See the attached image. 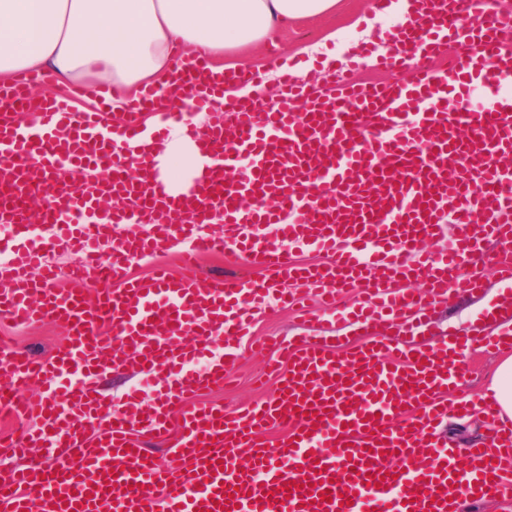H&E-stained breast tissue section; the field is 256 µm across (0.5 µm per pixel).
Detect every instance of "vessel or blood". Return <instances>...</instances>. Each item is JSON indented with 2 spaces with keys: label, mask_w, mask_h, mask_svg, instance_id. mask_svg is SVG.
<instances>
[{
  "label": "vessel or blood",
  "mask_w": 512,
  "mask_h": 512,
  "mask_svg": "<svg viewBox=\"0 0 512 512\" xmlns=\"http://www.w3.org/2000/svg\"><path fill=\"white\" fill-rule=\"evenodd\" d=\"M423 2L418 25L378 61L386 70L410 67L407 79L342 78L316 95L287 71L273 100L247 103L224 87L255 82L256 72L217 76L200 66L183 81L186 105H163L147 91L114 138L102 132V109L75 112L70 95L43 98L38 131L21 132L17 112L28 106L34 78L17 80L9 109H0V225L16 244V285L0 290V317L21 325L48 318L67 338L47 360L0 348V410L40 421L13 448L35 445L44 454L0 480V512H448L452 485L512 503V450L476 443L461 453L437 438L449 411L475 408L498 424L499 437L512 438L492 396L449 398L459 372L438 358L457 339L400 349L392 342L405 317L426 315L425 296L480 288L458 271L487 240L512 252V224L497 218L512 210V94L499 83L512 73V42L501 37L499 13L466 27L467 0ZM443 51L447 65L428 67ZM477 84L487 94L472 105ZM452 94L464 101L453 111ZM187 108L209 116L204 127L183 123L206 162L188 194L170 196L149 179L155 158L140 140L145 130L159 135L169 121L183 122ZM66 165L109 177L92 190L56 181ZM38 196L53 241L89 250L72 277L94 278V299L53 290L58 271L30 241ZM215 211L223 235H201ZM446 216L458 228L455 251L409 262ZM267 224L276 225V238L261 235ZM171 241L181 274L159 267L149 278H127L134 259ZM303 246L331 253V262L297 263L293 252ZM224 251L259 265L264 277L199 278L200 255ZM282 280L296 287L281 291L278 304L298 307L308 322L315 315L299 286L330 305L361 286L354 324L363 343L341 359L340 336L280 342L288 369L271 399L235 412L199 402L202 391L228 383L232 346L247 335L253 305ZM411 280L423 281L427 295L400 289ZM218 336L226 351L214 360ZM131 366L178 409L180 432L169 448L176 466L161 467L135 438L167 435V411L111 412L97 388L76 380ZM29 380L44 386L38 399L19 393ZM91 416L107 423L94 442L84 425ZM273 425L287 432L271 441Z\"/></svg>",
  "instance_id": "vessel-or-blood-1"
}]
</instances>
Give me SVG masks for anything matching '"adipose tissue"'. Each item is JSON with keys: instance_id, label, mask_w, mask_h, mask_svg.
<instances>
[{"instance_id": "ef3b65f1", "label": "adipose tissue", "mask_w": 512, "mask_h": 512, "mask_svg": "<svg viewBox=\"0 0 512 512\" xmlns=\"http://www.w3.org/2000/svg\"><path fill=\"white\" fill-rule=\"evenodd\" d=\"M340 0H0V86L23 73H53L77 84L87 98L107 95L108 109L123 114L144 89L164 102L184 92L177 75L203 60L236 57L260 48L292 21L335 10ZM420 18L415 0H386L356 18L334 44L305 47L323 72L334 71L359 43L378 41L387 51ZM155 174L169 194L186 192L203 164L198 145L171 125L165 139L146 137Z\"/></svg>"}]
</instances>
